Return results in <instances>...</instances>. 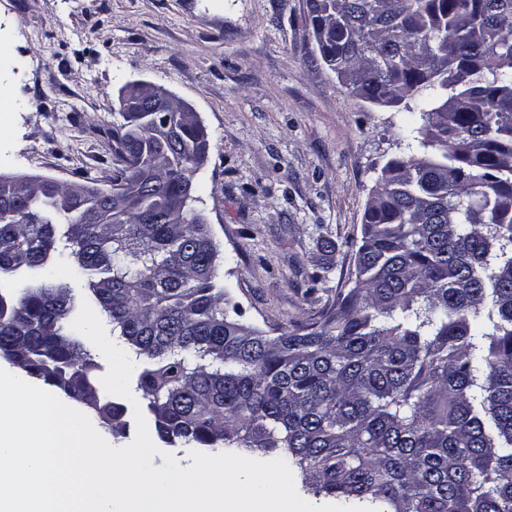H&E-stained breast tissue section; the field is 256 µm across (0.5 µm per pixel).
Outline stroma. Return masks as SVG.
Masks as SVG:
<instances>
[{
    "label": "stroma",
    "instance_id": "1",
    "mask_svg": "<svg viewBox=\"0 0 512 512\" xmlns=\"http://www.w3.org/2000/svg\"><path fill=\"white\" fill-rule=\"evenodd\" d=\"M135 81L163 85L207 132L196 208L243 321L317 316L348 284L403 106L343 87L304 0H0V173L108 176Z\"/></svg>",
    "mask_w": 512,
    "mask_h": 512
}]
</instances>
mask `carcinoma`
<instances>
[{"instance_id": "1", "label": "carcinoma", "mask_w": 512, "mask_h": 512, "mask_svg": "<svg viewBox=\"0 0 512 512\" xmlns=\"http://www.w3.org/2000/svg\"><path fill=\"white\" fill-rule=\"evenodd\" d=\"M351 94L414 116L366 203L350 287L284 330L239 320L201 213L202 142L131 104L112 174L0 175V357L124 435L84 396L73 285L139 360L159 440L276 454L316 496L379 512H512V0H305ZM72 263L73 282L52 265Z\"/></svg>"}]
</instances>
